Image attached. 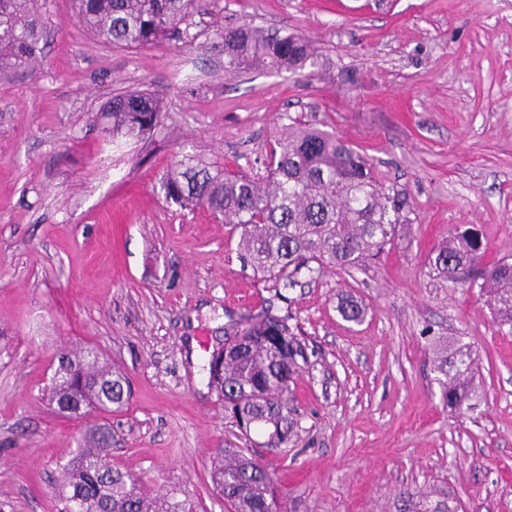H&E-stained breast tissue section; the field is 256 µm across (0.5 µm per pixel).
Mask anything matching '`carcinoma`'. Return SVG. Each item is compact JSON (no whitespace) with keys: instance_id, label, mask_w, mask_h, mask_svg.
I'll use <instances>...</instances> for the list:
<instances>
[{"instance_id":"obj_1","label":"carcinoma","mask_w":512,"mask_h":512,"mask_svg":"<svg viewBox=\"0 0 512 512\" xmlns=\"http://www.w3.org/2000/svg\"><path fill=\"white\" fill-rule=\"evenodd\" d=\"M42 0H0V72L29 68L46 37ZM193 0H75L78 24L95 38L138 48L180 33L191 16ZM224 42V68L230 72L269 69L302 74L318 65L310 40L296 33L268 32L242 24L218 26ZM162 102L147 93L118 95L98 114L107 120L112 139H144L160 126ZM167 196L183 208L203 206L239 233L238 248L253 270L266 280L295 283L302 270L326 265L352 269L377 257L391 244L406 201L381 184L367 156L347 141L317 128L288 125L270 151L265 173H224L183 157L167 171ZM483 243L470 230L450 234L429 265L453 284L478 287L487 294L499 321L512 323V263L479 268ZM354 323L365 309L353 300L339 306ZM238 343L209 374V383L224 403L232 423L246 436L267 430L268 444L286 445L294 435L291 408L284 395L306 359L288 318L270 309L248 313L224 329ZM434 371L443 403L472 408L468 347L448 351L436 345ZM59 413L79 418L94 409L112 412L128 402L126 378L97 353L63 352L51 382ZM112 430L106 423L87 427L75 456L59 465L53 493L56 512H198V506L171 489L155 494L134 475L107 469ZM216 485L234 512H280L276 485L267 468L244 451L217 452ZM401 512H458L448 494L436 498L416 488L400 492Z\"/></svg>"}]
</instances>
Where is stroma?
I'll use <instances>...</instances> for the list:
<instances>
[{
	"label": "stroma",
	"instance_id": "35a3bbf8",
	"mask_svg": "<svg viewBox=\"0 0 512 512\" xmlns=\"http://www.w3.org/2000/svg\"><path fill=\"white\" fill-rule=\"evenodd\" d=\"M44 52L0 74V499L56 512L58 467L85 423L44 398L58 352L95 349L127 377L109 414L112 458L147 488L229 512L211 478L218 449L255 450L283 512H398L405 488L447 489L459 512H512V325L428 257L475 228L485 262L512 261V0H196L179 38L103 43L73 0H47ZM312 41L313 75L224 70L217 25ZM160 98L152 139L112 141V96ZM361 149L408 197L379 259L347 271L254 276L229 225L162 188L182 156L262 169L290 120ZM367 308L344 321L342 297ZM272 308L306 362L289 387L288 448L239 436L208 386L224 328ZM472 349L473 409L445 407L434 339Z\"/></svg>",
	"mask_w": 512,
	"mask_h": 512
}]
</instances>
